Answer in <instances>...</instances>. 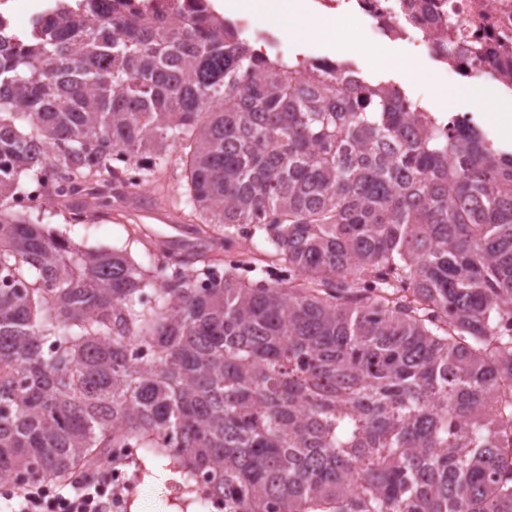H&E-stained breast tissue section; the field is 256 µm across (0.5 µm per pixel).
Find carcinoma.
Returning a JSON list of instances; mask_svg holds the SVG:
<instances>
[{"instance_id": "1", "label": "carcinoma", "mask_w": 512, "mask_h": 512, "mask_svg": "<svg viewBox=\"0 0 512 512\" xmlns=\"http://www.w3.org/2000/svg\"><path fill=\"white\" fill-rule=\"evenodd\" d=\"M113 2L0 36V477L139 448L228 512H512V151L199 6ZM174 145L185 206L288 277L136 237L139 264L11 205L45 164L105 199L114 155L150 182ZM244 259H248L251 262V266L257 269V271H255L254 273L244 272L245 275L248 274V276L251 278H268V273L269 270H271V268H279V266L276 264V261H274V258H271L269 255H267L263 251L262 246L255 240H251L249 244L246 246L244 250ZM260 269L263 270V274L260 273ZM265 269L267 272L266 276L264 274Z\"/></svg>"}]
</instances>
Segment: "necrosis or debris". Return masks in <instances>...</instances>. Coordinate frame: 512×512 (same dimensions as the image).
<instances>
[{"label": "necrosis or debris", "instance_id": "1", "mask_svg": "<svg viewBox=\"0 0 512 512\" xmlns=\"http://www.w3.org/2000/svg\"><path fill=\"white\" fill-rule=\"evenodd\" d=\"M323 12L349 11L374 41H388L417 58H433L461 77L476 69L492 71L488 92L512 83V0H313ZM57 0H0V31L29 41L44 18L54 16ZM25 11V23L16 20ZM72 186L58 170L43 166L37 179L13 201L20 210H42ZM139 459L135 448L112 451V512H128L138 489L133 471Z\"/></svg>", "mask_w": 512, "mask_h": 512}]
</instances>
